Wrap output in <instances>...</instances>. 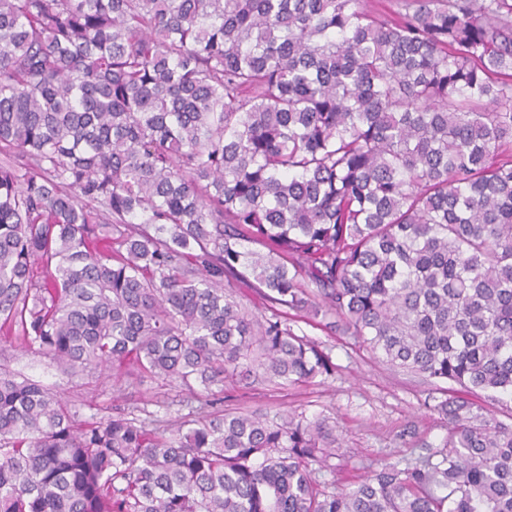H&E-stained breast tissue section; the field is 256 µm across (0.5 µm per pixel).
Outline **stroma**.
I'll use <instances>...</instances> for the list:
<instances>
[{
    "label": "stroma",
    "instance_id": "1",
    "mask_svg": "<svg viewBox=\"0 0 512 512\" xmlns=\"http://www.w3.org/2000/svg\"><path fill=\"white\" fill-rule=\"evenodd\" d=\"M292 328L330 353L335 373L296 384L215 385L209 393L214 413L288 412L325 421L334 428L340 450L316 477L331 489L353 488L380 462L410 461L443 446L448 424L426 407L428 386L421 378L389 368L352 336L300 320ZM0 364L69 399L85 418L120 408L146 421H174L197 404L187 388L140 381L124 370L113 377L67 378L41 353L14 343L0 341Z\"/></svg>",
    "mask_w": 512,
    "mask_h": 512
}]
</instances>
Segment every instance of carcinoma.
Instances as JSON below:
<instances>
[{
  "label": "carcinoma",
  "mask_w": 512,
  "mask_h": 512,
  "mask_svg": "<svg viewBox=\"0 0 512 512\" xmlns=\"http://www.w3.org/2000/svg\"><path fill=\"white\" fill-rule=\"evenodd\" d=\"M238 278L430 383L446 444L330 491L322 421L81 420L0 367V512H512L470 399L512 397V0H0L4 338L69 377L334 372Z\"/></svg>",
  "instance_id": "obj_1"
}]
</instances>
